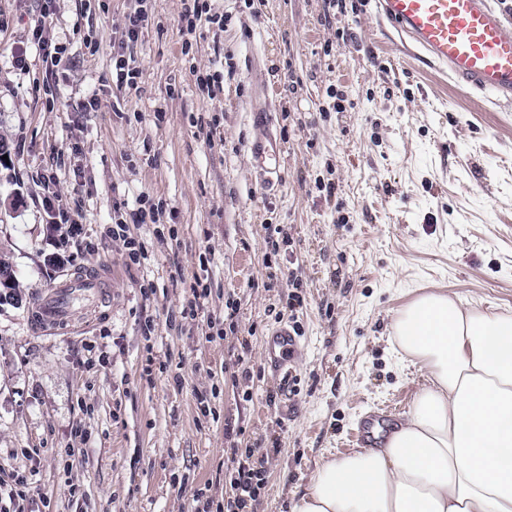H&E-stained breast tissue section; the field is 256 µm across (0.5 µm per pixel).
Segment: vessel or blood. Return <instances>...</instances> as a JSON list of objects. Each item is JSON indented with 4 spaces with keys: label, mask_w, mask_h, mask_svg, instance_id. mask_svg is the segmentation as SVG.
<instances>
[{
    "label": "vessel or blood",
    "mask_w": 512,
    "mask_h": 512,
    "mask_svg": "<svg viewBox=\"0 0 512 512\" xmlns=\"http://www.w3.org/2000/svg\"><path fill=\"white\" fill-rule=\"evenodd\" d=\"M375 9L409 56L447 72L456 89L512 104V32L490 0H375ZM282 153L279 140L266 127H259L249 145L252 163L273 174ZM79 289L97 294L101 286L96 280L83 279L53 289L37 304L39 325L66 321L72 294ZM299 349L293 325L281 324L265 342V362L274 375L287 377V365ZM389 417L385 410L364 417L355 434L356 445L368 446L375 433L385 430Z\"/></svg>",
    "instance_id": "b4317fda"
}]
</instances>
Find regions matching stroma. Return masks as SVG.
<instances>
[{"label": "stroma", "instance_id": "1", "mask_svg": "<svg viewBox=\"0 0 512 512\" xmlns=\"http://www.w3.org/2000/svg\"><path fill=\"white\" fill-rule=\"evenodd\" d=\"M346 3L212 0L223 27L187 39L185 0H147L127 48L142 77L119 89L112 43L135 0H56L67 51L52 69L29 49L39 0H0V250L27 300L0 307V471L32 473L24 512H192L197 489L224 495L237 448L265 478L254 512H289L362 413H407L422 386L396 311L443 288L512 314V106L404 62L373 0ZM206 70L223 78L212 98ZM92 95L100 109L77 111ZM257 112L285 146L265 191ZM142 196L164 202L162 223H131ZM59 210L79 214L77 235L55 231ZM118 212L141 264L112 235ZM86 274L105 302L40 330L34 302ZM229 300L233 333L208 339ZM285 321L301 328L286 395L263 361Z\"/></svg>", "mask_w": 512, "mask_h": 512}]
</instances>
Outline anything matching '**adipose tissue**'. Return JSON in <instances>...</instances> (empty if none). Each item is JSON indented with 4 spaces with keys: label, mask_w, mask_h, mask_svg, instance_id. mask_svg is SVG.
<instances>
[{
    "label": "adipose tissue",
    "mask_w": 512,
    "mask_h": 512,
    "mask_svg": "<svg viewBox=\"0 0 512 512\" xmlns=\"http://www.w3.org/2000/svg\"><path fill=\"white\" fill-rule=\"evenodd\" d=\"M393 324L424 385L381 446L321 460L290 512H512V316L437 290Z\"/></svg>",
    "instance_id": "ef3b65f1"
}]
</instances>
